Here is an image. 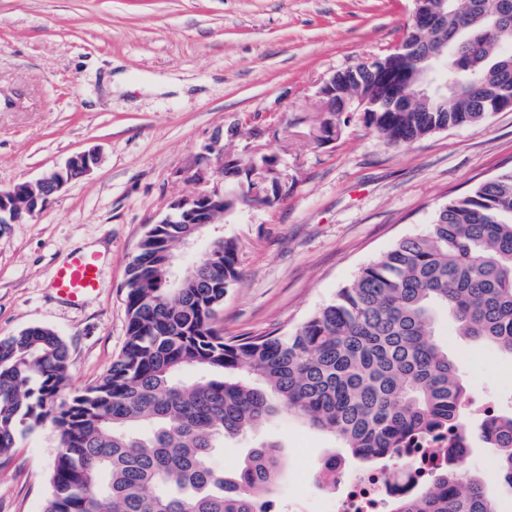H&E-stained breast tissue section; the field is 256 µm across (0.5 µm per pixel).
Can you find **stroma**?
<instances>
[{"mask_svg":"<svg viewBox=\"0 0 512 512\" xmlns=\"http://www.w3.org/2000/svg\"><path fill=\"white\" fill-rule=\"evenodd\" d=\"M413 9L414 0H0V191L76 152L101 157L37 216L0 225V338L33 325L57 332L70 349L69 390L105 373L126 338L123 283L137 244L173 201L201 191L193 173L214 163L216 133L240 168L225 174V191L265 155L290 186L273 205L236 207L188 254L201 258L216 233L239 243L240 279L217 319L228 338L293 331L440 206L512 167L510 111L397 146L354 112L321 141L319 87L389 52ZM74 250L105 258L80 305L50 286ZM436 332L467 391L512 414V357L445 318ZM259 438L281 447L271 499L326 512L334 493L315 474L339 440L286 413ZM58 442L50 424L19 436L0 459V512H42ZM469 463L498 512H512L494 454L473 448Z\"/></svg>","mask_w":512,"mask_h":512,"instance_id":"obj_1","label":"stroma"}]
</instances>
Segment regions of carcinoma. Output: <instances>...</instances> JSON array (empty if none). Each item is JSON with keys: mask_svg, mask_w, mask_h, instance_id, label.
Listing matches in <instances>:
<instances>
[{"mask_svg": "<svg viewBox=\"0 0 512 512\" xmlns=\"http://www.w3.org/2000/svg\"><path fill=\"white\" fill-rule=\"evenodd\" d=\"M497 0H460L448 26V91L409 112H367L390 145L449 126H479L488 104L466 94L474 68L512 95V21ZM42 188L16 187L14 213ZM195 224H150L124 283L126 341L106 373L66 392L70 350L54 330L0 338V458L46 423L60 434L42 512H258L281 470L279 445L251 449L227 475L224 439L281 412L342 441L366 469L394 473L395 451L456 429L448 466L390 512H498L462 449L496 450L512 488V415L479 423L459 364L435 340L442 310L462 336L512 356V169L439 208L424 232L362 267L294 331L226 339L215 319L240 277L238 243L217 242L178 288H158L171 247ZM344 462L331 455L318 480Z\"/></svg>", "mask_w": 512, "mask_h": 512, "instance_id": "1", "label": "carcinoma"}]
</instances>
